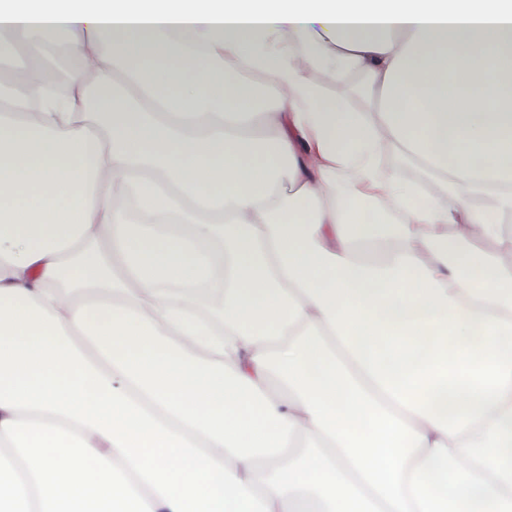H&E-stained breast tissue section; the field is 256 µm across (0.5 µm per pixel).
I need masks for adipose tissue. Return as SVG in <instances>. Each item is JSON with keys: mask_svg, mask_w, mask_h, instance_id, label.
Segmentation results:
<instances>
[{"mask_svg": "<svg viewBox=\"0 0 512 512\" xmlns=\"http://www.w3.org/2000/svg\"><path fill=\"white\" fill-rule=\"evenodd\" d=\"M0 45V512H512V0H0ZM304 73L310 81L320 85L324 93L343 99L354 112H367L364 102L352 91L354 88L352 85V77L358 74H353L347 83L337 84L336 81L329 79L326 74L319 69L308 66Z\"/></svg>", "mask_w": 512, "mask_h": 512, "instance_id": "obj_1", "label": "adipose tissue"}]
</instances>
